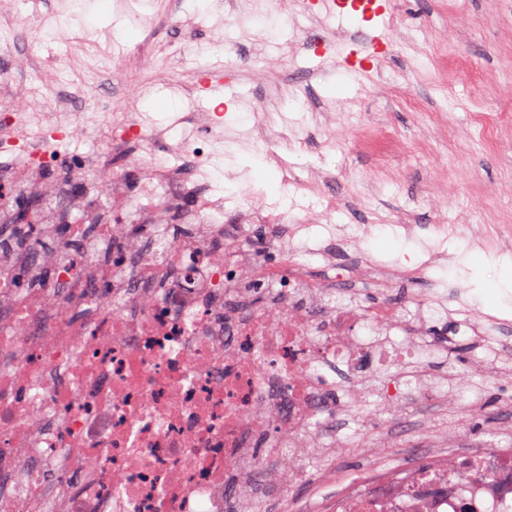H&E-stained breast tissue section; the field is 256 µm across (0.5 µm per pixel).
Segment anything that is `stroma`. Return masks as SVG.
I'll return each mask as SVG.
<instances>
[{
	"label": "stroma",
	"instance_id": "1",
	"mask_svg": "<svg viewBox=\"0 0 512 512\" xmlns=\"http://www.w3.org/2000/svg\"><path fill=\"white\" fill-rule=\"evenodd\" d=\"M389 2L402 17L401 26L385 28L395 49L372 71L356 74L320 67L318 58L300 49L292 66H282L289 45L299 48L302 40H323L336 25L329 21L314 27L280 8L277 0L242 24L226 19L216 0H29L18 10L13 0H0V73L8 76L0 82V115L53 100L61 76L75 91L76 109L86 125H95L122 96L130 111L140 113L147 125L165 129L176 143L186 135V113L210 112L220 103L221 121L233 138L212 145L206 191L223 198L225 223H235L238 209L250 200L316 220L320 197L284 185L280 171L268 162L269 143L258 140L245 149L237 143L256 126L251 103L264 96L271 123L288 124L293 132L292 144L275 147L293 171L301 177L312 170L332 175L325 191L345 204L333 218L336 250L345 247L347 226L369 222L375 229L359 240L360 253L367 261L392 264L421 253L418 241L397 233L392 224L397 212L412 211L422 225L442 215L452 219L463 214L464 223L445 244L447 266L430 270L442 287L444 307L451 310L432 331L449 337L450 350L430 357L427 375L436 392L420 402L418 413L425 421L446 418L447 405L460 392L445 379L467 373L469 390L481 393L485 413L456 412L459 445L504 448L512 438L498 434L493 424H512V412L500 409L503 396L512 395V374L488 382L478 366L485 350L455 335L454 328L472 310L505 319L499 346L512 349V245L472 241L483 225H512V131L493 148L470 123L475 112L512 120V0ZM32 11L42 26L24 29L20 15ZM443 41L450 55L469 62L467 79L444 82L435 56ZM205 67L228 70L226 87L210 94L187 93L186 85ZM36 68L43 72L37 84L31 81ZM299 91L331 111L353 101L356 114L346 126L334 119L316 122L314 110L296 101ZM364 124L394 133L401 144L399 157L384 163L363 150L358 132ZM87 149L80 141L59 145V167L46 174L40 190V221L82 224L72 248L95 251L99 260L109 261L112 247L96 237L95 224L83 222L79 199L61 202L55 184L60 170L80 160ZM376 173L385 189L372 197L365 183ZM150 219L151 230L127 248L129 262H136L155 240H174L192 231L176 212L156 211ZM383 378V373H372L362 402L335 423L317 426L314 445L303 454L311 478L296 490L303 512H320L322 499L348 487L365 466L355 452L339 455L336 478L322 486L316 475L335 437L376 442L375 456L388 464L407 459L409 448L378 445L385 432L400 431L375 393Z\"/></svg>",
	"mask_w": 512,
	"mask_h": 512
}]
</instances>
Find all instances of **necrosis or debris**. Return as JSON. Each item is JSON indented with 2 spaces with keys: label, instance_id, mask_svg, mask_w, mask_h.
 <instances>
[{
  "label": "necrosis or debris",
  "instance_id": "1",
  "mask_svg": "<svg viewBox=\"0 0 512 512\" xmlns=\"http://www.w3.org/2000/svg\"><path fill=\"white\" fill-rule=\"evenodd\" d=\"M75 96L59 83L54 112H15L0 122V151L25 152L18 174L0 179L12 193L34 191L49 153L28 149L19 132L35 126L46 141L84 134L72 111ZM191 134L171 143L132 112L106 122L104 140L150 150L139 192L180 212L194 233L167 251L145 253L137 267L105 263L94 252L70 253L58 239L51 258L57 292L21 290L19 269L36 271V251L0 258V504L25 512H232L234 491L271 480L266 461L306 447L316 424L342 415L362 398L365 360L413 362L445 351L429 338L432 299L413 290L403 308L388 302L392 284L425 278L429 262L404 266L366 262L357 250L337 261L329 242L310 251L330 273L314 275L293 243L307 218L262 201L224 221L222 199L206 196L201 145L217 122L188 117ZM104 157L78 173L91 178L82 212L97 220L101 200L125 212L122 180L102 182ZM250 224L271 232L264 246L246 235ZM276 252L273 264L265 255ZM365 281L376 304L353 302ZM277 291L258 298L255 283ZM349 295L325 305L328 286ZM350 374L348 401L336 397L329 366ZM393 418L416 421L430 444L414 463L336 495L325 512H512V448H459L455 426L417 420V399L383 384Z\"/></svg>",
  "mask_w": 512,
  "mask_h": 512
}]
</instances>
